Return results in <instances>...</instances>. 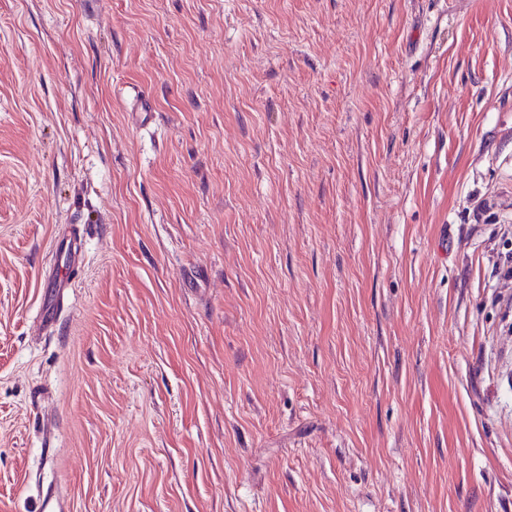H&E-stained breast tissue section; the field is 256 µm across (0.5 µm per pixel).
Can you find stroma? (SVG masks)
I'll return each mask as SVG.
<instances>
[{"label": "stroma", "instance_id": "35a3bbf8", "mask_svg": "<svg viewBox=\"0 0 512 512\" xmlns=\"http://www.w3.org/2000/svg\"><path fill=\"white\" fill-rule=\"evenodd\" d=\"M510 251L512 0H0V512H512Z\"/></svg>", "mask_w": 512, "mask_h": 512}]
</instances>
